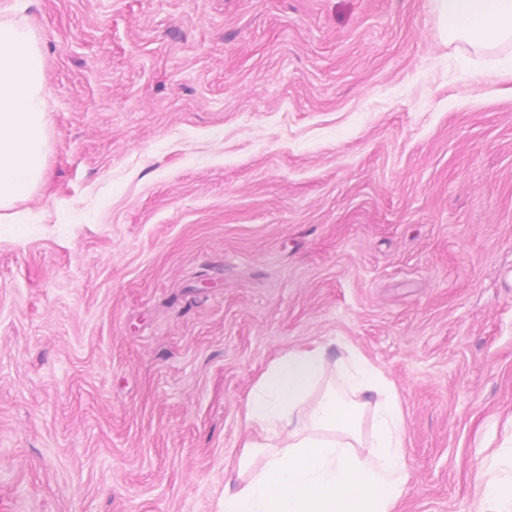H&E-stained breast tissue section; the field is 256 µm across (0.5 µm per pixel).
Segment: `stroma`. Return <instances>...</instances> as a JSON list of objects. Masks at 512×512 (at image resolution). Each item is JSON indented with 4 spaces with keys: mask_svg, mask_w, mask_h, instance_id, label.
<instances>
[{
    "mask_svg": "<svg viewBox=\"0 0 512 512\" xmlns=\"http://www.w3.org/2000/svg\"><path fill=\"white\" fill-rule=\"evenodd\" d=\"M47 182L0 240V512H221L291 348L395 389L411 490L512 456V75L428 0H0ZM477 74H512V51L502 49L498 52L483 54V60L479 61Z\"/></svg>",
    "mask_w": 512,
    "mask_h": 512,
    "instance_id": "35a3bbf8",
    "label": "stroma"
}]
</instances>
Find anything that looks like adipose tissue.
Returning a JSON list of instances; mask_svg holds the SVG:
<instances>
[{
    "instance_id": "1",
    "label": "adipose tissue",
    "mask_w": 512,
    "mask_h": 512,
    "mask_svg": "<svg viewBox=\"0 0 512 512\" xmlns=\"http://www.w3.org/2000/svg\"><path fill=\"white\" fill-rule=\"evenodd\" d=\"M428 2L444 37L484 50L478 73L512 74V0ZM50 150L37 33L0 19L1 238L24 235L14 206L43 186ZM331 368L338 380L328 385ZM243 423L260 438L245 444L238 471L246 479L225 487L223 512H394L407 491L399 398L357 351L334 364L321 346L284 352L251 391Z\"/></svg>"
}]
</instances>
